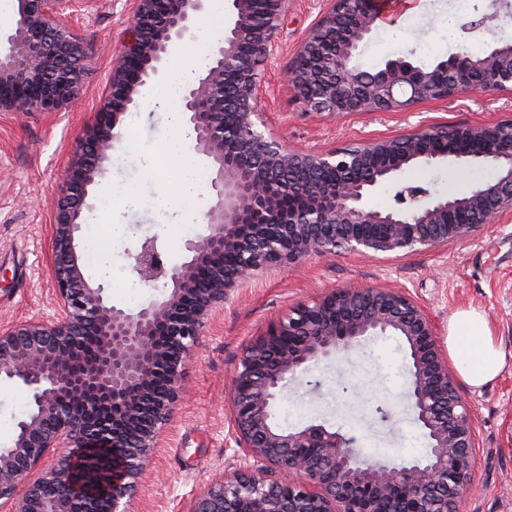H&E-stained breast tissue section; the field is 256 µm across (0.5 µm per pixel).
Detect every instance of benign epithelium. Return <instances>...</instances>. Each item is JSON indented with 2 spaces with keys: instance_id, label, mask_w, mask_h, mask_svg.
<instances>
[{
  "instance_id": "1",
  "label": "benign epithelium",
  "mask_w": 512,
  "mask_h": 512,
  "mask_svg": "<svg viewBox=\"0 0 512 512\" xmlns=\"http://www.w3.org/2000/svg\"><path fill=\"white\" fill-rule=\"evenodd\" d=\"M208 0H134V15L113 66L112 92L63 174L53 204L52 313L0 325V384L24 387L28 415L0 446V512H127L124 498L146 475L183 398L185 366L203 329L245 282L269 270L288 272L311 256L424 251L465 237L512 213V121L495 125H423L401 137L324 151L294 149L267 129L259 71L275 56L289 0H229L224 40L209 67L188 82L181 121L211 171L212 201L202 231L185 241V258L166 260L156 235L133 254L138 284L160 290L136 311L110 302L103 280L87 275L77 239L93 210V191L122 137V117L140 107L161 78L166 57ZM356 25L330 68L316 66L336 7L324 12L284 78L305 111H402L423 100H448L512 87V42L478 61L450 54L430 67L389 58L371 84L351 65L377 30L376 0H361ZM75 0H18L0 49V112H55L81 97L85 49L70 29ZM234 91L225 93L229 71ZM490 161L491 183L435 196L406 186L378 210L371 193L396 183L412 163ZM368 167L366 180L342 178ZM333 171L326 182L319 175ZM467 222L448 220L459 212ZM397 335L409 357L406 411L427 448L411 459L367 457L355 438L310 421L285 429L275 407L318 364L371 336ZM228 439L242 465L195 496L187 512H459L475 448V427L438 329L407 293L392 288H338L299 303L244 349L232 378ZM112 464L100 490L79 492L80 460Z\"/></svg>"
}]
</instances>
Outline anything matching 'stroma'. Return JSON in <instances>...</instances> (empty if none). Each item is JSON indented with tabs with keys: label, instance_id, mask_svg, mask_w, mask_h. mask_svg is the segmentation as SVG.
Segmentation results:
<instances>
[{
	"label": "stroma",
	"instance_id": "35a3bbf8",
	"mask_svg": "<svg viewBox=\"0 0 512 512\" xmlns=\"http://www.w3.org/2000/svg\"><path fill=\"white\" fill-rule=\"evenodd\" d=\"M494 0H480L477 10L458 0H422L418 13L399 17L391 30H377L356 58L374 70L387 58L413 55L430 64L467 47L486 51L512 38V9L501 10L494 25L471 28L477 13L490 11ZM331 0H292L279 36V49L261 71L260 106L271 133L289 145L328 150L374 138L407 135L429 124L493 125L512 119V89L475 92L445 101L424 100L404 112H359L333 116L308 112L295 100L282 72ZM133 0H82L71 24L87 48L81 104L58 112L16 115L0 112V321L51 312L50 201L62 187L61 174L86 128L92 125L110 92L112 64L127 35ZM203 12L163 65L164 77L192 66L186 49L200 45L203 30L221 25ZM175 104L146 96L123 119L124 137L115 144L106 179L94 192L97 207H111L103 225H84L80 246L98 237L111 248L90 261V273L107 272L113 304L136 310L152 296L136 286L130 256L140 238L159 237L174 262L184 255L186 226L195 224L210 202L208 185L200 187L199 204L160 203V186L169 170L183 162L200 164L194 149L169 158L149 171L148 156L176 133ZM492 171L469 168L459 173L445 166L405 170L400 182L444 195L470 184L493 180ZM133 206L122 203L125 193ZM347 286L395 288L408 293L431 316L440 334L459 309L482 312L507 357L501 374L475 389L459 383V392L475 422L476 448L461 500V512H512V220L484 224L465 238L428 251L390 255L328 254L312 257L288 275L262 274L231 296L206 329L184 375V395L163 446L150 466L146 483L128 500L129 512H186L190 500L211 480L232 474L242 452L225 445L224 399L242 350L291 306L312 301ZM404 341L374 336L355 351L314 367L296 381L277 404L275 417L298 427L317 419L353 436L363 454L414 457L425 439L401 401L406 389ZM392 409L390 424L375 423V408Z\"/></svg>",
	"mask_w": 512,
	"mask_h": 512
}]
</instances>
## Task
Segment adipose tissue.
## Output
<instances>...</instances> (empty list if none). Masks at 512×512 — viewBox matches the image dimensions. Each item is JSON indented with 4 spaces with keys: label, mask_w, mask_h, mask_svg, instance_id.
<instances>
[{
    "label": "adipose tissue",
    "mask_w": 512,
    "mask_h": 512,
    "mask_svg": "<svg viewBox=\"0 0 512 512\" xmlns=\"http://www.w3.org/2000/svg\"><path fill=\"white\" fill-rule=\"evenodd\" d=\"M446 346L458 375L473 388L495 379L506 364L484 315L474 309H459L450 315Z\"/></svg>",
    "instance_id": "obj_1"
}]
</instances>
